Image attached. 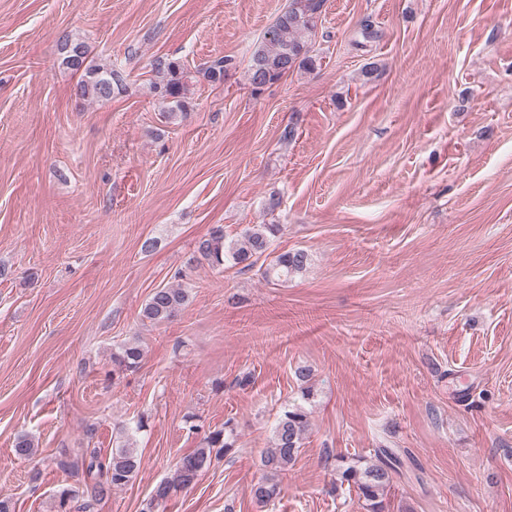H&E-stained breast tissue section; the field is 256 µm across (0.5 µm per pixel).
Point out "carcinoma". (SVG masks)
Here are the masks:
<instances>
[{
    "label": "carcinoma",
    "instance_id": "1",
    "mask_svg": "<svg viewBox=\"0 0 512 512\" xmlns=\"http://www.w3.org/2000/svg\"><path fill=\"white\" fill-rule=\"evenodd\" d=\"M323 0H289L288 8L280 14L263 40L253 51L248 68V80L252 92L258 93L262 87L271 84L294 71H313L317 57L312 54L311 33L316 26V18L321 13ZM59 65L81 73L77 84V94L84 100L104 102L112 99L115 91L122 88L121 73L110 67L92 65L86 44L65 35L59 44ZM234 65L233 59L221 56L204 62L194 72L189 71L176 58L157 57L151 62L156 80L151 90L154 96L169 112H186L190 102L186 100L189 83L201 77L208 82L220 83L224 75ZM281 231L279 224H255L244 231L239 240H226L224 228L217 226L196 244L193 256L187 265L205 263L214 269L226 264L252 269L257 260L269 250L273 238ZM308 254L303 250L287 251L275 259L262 271V278L268 282H286L289 278L306 270ZM188 300L185 289L162 287L155 289L142 309V316L153 322L162 323L174 317ZM144 357L142 345L136 341H126L112 351V376L135 371ZM295 377L302 386V396L308 400L313 396L310 385L312 369L299 366ZM146 427L140 419L133 427H120L113 442L115 446L104 454L99 448H84L80 458L84 484L81 490L63 488L57 492L58 512H71V502L82 498V508L100 502L112 491L127 486L139 470L141 460L133 447L134 433ZM309 428V415L301 404H292L282 411L272 434V444L261 456L265 474L250 486V495L257 503L268 505L281 492L275 480L288 470L302 448ZM236 434L231 421L224 427L208 431L203 446L180 458L174 475L155 485L150 503L165 502L177 489L193 487L202 472L207 470L212 457L226 454L234 448ZM14 453L19 457H32L36 453L33 440L20 434L14 441ZM403 462L391 448H378L373 459L362 457L336 456V481L354 489L365 512H383V496L394 477H403Z\"/></svg>",
    "mask_w": 512,
    "mask_h": 512
}]
</instances>
